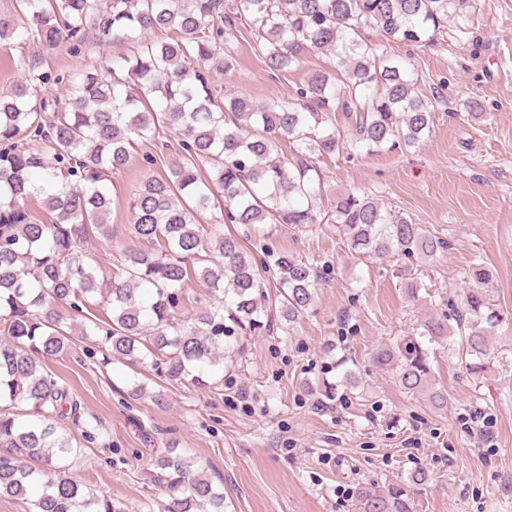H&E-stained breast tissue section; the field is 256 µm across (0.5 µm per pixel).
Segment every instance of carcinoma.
I'll use <instances>...</instances> for the list:
<instances>
[{
	"instance_id": "obj_1",
	"label": "carcinoma",
	"mask_w": 512,
	"mask_h": 512,
	"mask_svg": "<svg viewBox=\"0 0 512 512\" xmlns=\"http://www.w3.org/2000/svg\"><path fill=\"white\" fill-rule=\"evenodd\" d=\"M470 0H15L0 14V41L21 38L77 50L88 31L131 53L75 71L59 100L42 94L50 76L39 67L0 94V497L26 501L27 512H117L112 497L88 491L67 475L77 455L65 418L93 440L99 428L82 418L71 387L46 361L72 349L55 307L78 316L107 298L105 325L80 323L79 335L99 337L100 365L150 367L170 386L209 390L218 384L224 353L241 354L249 336L285 332L315 303L321 272L279 254L270 265L222 233L225 224L258 232L264 224H337L355 258H428L445 248L419 224L366 193L347 191L321 211V158L351 145L367 154L419 147L433 128L434 106L412 65L361 37L377 27L388 43L426 45L448 16ZM247 26L256 52L284 73L311 52L336 59L287 98L265 106L243 94L220 96L210 73L235 67L224 31ZM345 112L348 130L332 122ZM171 131L180 157L149 176L130 201L132 235L153 248L123 253V275L112 280L86 261L89 229L108 232L112 175L134 148ZM288 139L289 155L279 145ZM212 165L209 176L199 163ZM41 199L52 223L25 209ZM219 210L207 230L201 213ZM218 300L178 318L182 286L194 260ZM276 280L270 300L261 273ZM489 271L472 267L474 287L460 303L447 300L420 331L378 351L377 366L405 392L427 393L435 409L448 396L430 385L428 345L448 344L478 377L490 366L489 336L502 320L484 285ZM153 481L171 499L167 512H224V491L207 471L175 448L161 452ZM356 512H413L405 485L360 486Z\"/></svg>"
}]
</instances>
